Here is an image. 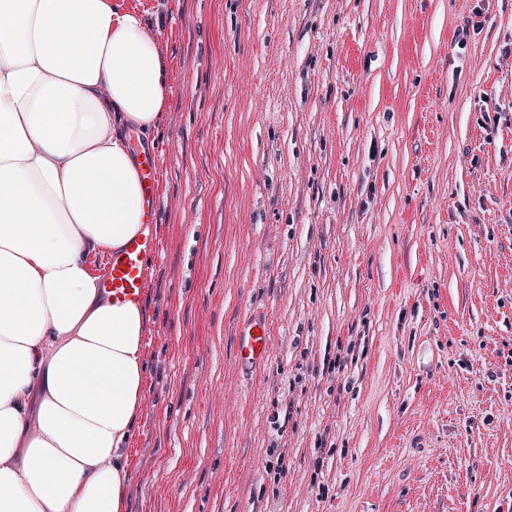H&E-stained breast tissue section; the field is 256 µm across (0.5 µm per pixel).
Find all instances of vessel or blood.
Here are the masks:
<instances>
[{
	"mask_svg": "<svg viewBox=\"0 0 512 512\" xmlns=\"http://www.w3.org/2000/svg\"><path fill=\"white\" fill-rule=\"evenodd\" d=\"M138 171L144 199V221L139 234L131 238L119 254L113 255L102 286L113 299L140 302L146 285V263L157 258L159 239L154 231L158 207V160L155 153L138 157ZM270 344L265 316L252 314L240 325L236 340V361L245 368L261 367Z\"/></svg>",
	"mask_w": 512,
	"mask_h": 512,
	"instance_id": "b4317fda",
	"label": "vessel or blood"
}]
</instances>
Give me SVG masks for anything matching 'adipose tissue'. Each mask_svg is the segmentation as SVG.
Instances as JSON below:
<instances>
[{
	"mask_svg": "<svg viewBox=\"0 0 512 512\" xmlns=\"http://www.w3.org/2000/svg\"><path fill=\"white\" fill-rule=\"evenodd\" d=\"M166 98L145 13L0 0V512H122L145 314L90 258L140 229L130 142Z\"/></svg>",
	"mask_w": 512,
	"mask_h": 512,
	"instance_id": "1",
	"label": "adipose tissue"
}]
</instances>
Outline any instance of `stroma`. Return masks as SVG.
<instances>
[{
    "label": "stroma",
    "mask_w": 512,
    "mask_h": 512,
    "mask_svg": "<svg viewBox=\"0 0 512 512\" xmlns=\"http://www.w3.org/2000/svg\"><path fill=\"white\" fill-rule=\"evenodd\" d=\"M123 3L168 88L125 512H512V0ZM270 344L265 316L250 314L240 325L236 340V361L245 368H259L267 359Z\"/></svg>",
    "instance_id": "obj_1"
}]
</instances>
